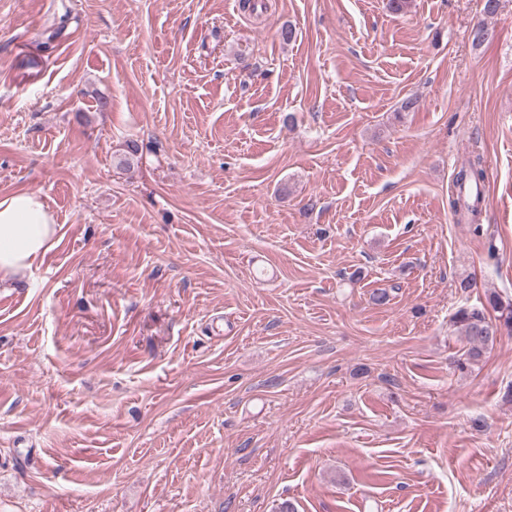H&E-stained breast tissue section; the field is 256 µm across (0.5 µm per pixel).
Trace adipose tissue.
Segmentation results:
<instances>
[{"label":"adipose tissue","instance_id":"1","mask_svg":"<svg viewBox=\"0 0 512 512\" xmlns=\"http://www.w3.org/2000/svg\"><path fill=\"white\" fill-rule=\"evenodd\" d=\"M58 230L39 192L0 197V283L41 261L58 245Z\"/></svg>","mask_w":512,"mask_h":512}]
</instances>
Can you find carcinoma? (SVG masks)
Listing matches in <instances>:
<instances>
[{
	"label": "carcinoma",
	"instance_id": "carcinoma-1",
	"mask_svg": "<svg viewBox=\"0 0 512 512\" xmlns=\"http://www.w3.org/2000/svg\"><path fill=\"white\" fill-rule=\"evenodd\" d=\"M484 180L485 171L480 162L470 161L462 166L454 176L456 196L449 199L450 207L478 215L479 205L483 202L480 186ZM488 306L493 313L484 308H461L452 318L467 344L464 358L456 360V367L461 371L478 363L498 336L505 332L512 335V303L505 305L498 297L491 296Z\"/></svg>",
	"mask_w": 512,
	"mask_h": 512
}]
</instances>
